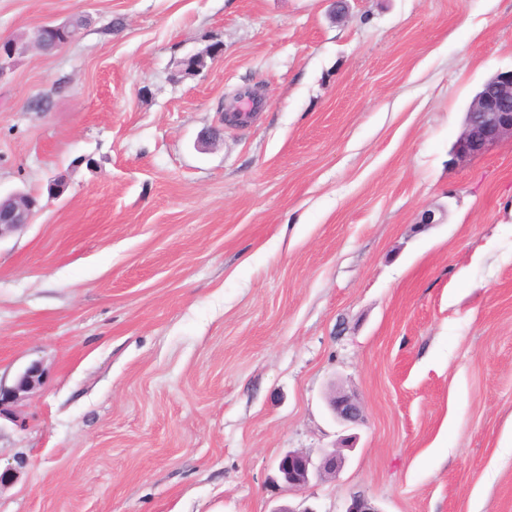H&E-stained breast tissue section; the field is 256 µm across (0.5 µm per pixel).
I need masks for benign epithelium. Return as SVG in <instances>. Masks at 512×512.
Listing matches in <instances>:
<instances>
[{"instance_id": "7a95c632", "label": "benign epithelium", "mask_w": 512, "mask_h": 512, "mask_svg": "<svg viewBox=\"0 0 512 512\" xmlns=\"http://www.w3.org/2000/svg\"><path fill=\"white\" fill-rule=\"evenodd\" d=\"M75 32L68 24L48 21L38 26L28 44L19 40L0 43V76L9 69L16 57L30 45L41 51L48 44L61 48L72 39ZM221 47L211 46L203 53L193 55L182 62L186 73H198L206 66V59H215ZM260 99L258 92L248 91L239 99V105L224 116V120L235 123L249 117L254 102ZM512 142V70L498 71L489 76L475 94L465 112L463 131L451 151V163L461 164L474 159L494 145ZM36 200L33 196L14 192L0 197V239L30 223ZM43 370L37 363L30 364L11 387L0 385V417L17 418L13 406L22 395L42 383ZM329 408L334 417L344 423H355L362 418L359 401L347 393H334L329 398ZM345 458L336 448L323 452L319 464L302 451H289L277 462V470L283 487L297 491L307 487L311 477L335 474L344 466Z\"/></svg>"}]
</instances>
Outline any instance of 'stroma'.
<instances>
[{
	"label": "stroma",
	"mask_w": 512,
	"mask_h": 512,
	"mask_svg": "<svg viewBox=\"0 0 512 512\" xmlns=\"http://www.w3.org/2000/svg\"><path fill=\"white\" fill-rule=\"evenodd\" d=\"M332 8L0 0V38L83 22L0 76V192L38 201L0 239V384L45 370L0 512H512V144L450 162L512 0ZM329 408L334 417L344 423H356L362 418L359 401L347 393L334 392L329 398ZM344 463L345 458L337 448L325 450L318 465H314L304 452L289 451L278 460L277 470L283 487L288 491H297L307 487L312 476L336 474Z\"/></svg>",
	"instance_id": "obj_1"
}]
</instances>
